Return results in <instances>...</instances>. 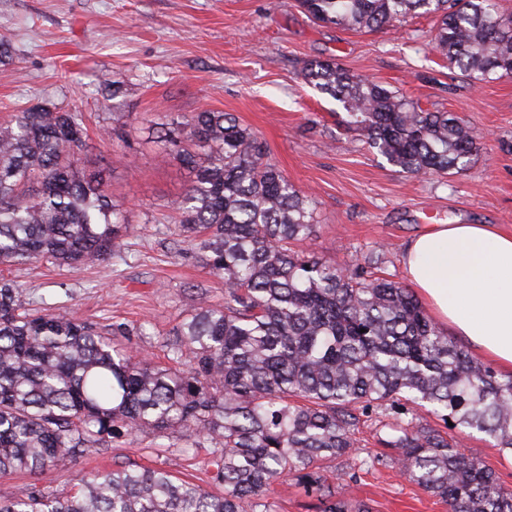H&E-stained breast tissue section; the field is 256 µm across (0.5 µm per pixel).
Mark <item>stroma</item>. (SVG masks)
<instances>
[{
	"label": "stroma",
	"mask_w": 512,
	"mask_h": 512,
	"mask_svg": "<svg viewBox=\"0 0 512 512\" xmlns=\"http://www.w3.org/2000/svg\"><path fill=\"white\" fill-rule=\"evenodd\" d=\"M435 21L416 14L360 33L312 22L296 0H0V35L13 51L0 79V122L44 103L84 113L82 163L105 171L131 224L123 258L79 271L32 262L5 276L34 307H61L106 331L122 326L121 344L167 365L174 327L200 302L223 304L224 283L173 234L190 174L155 141L163 112H229L257 132L284 175L317 200L316 228L301 248L324 261L354 265L380 249L381 275L402 282L405 246L429 225L512 233V79L478 82L449 67L428 45ZM312 59L335 60L422 108L457 113L482 132V150L459 174L399 172L338 126L340 103L304 80ZM112 79L123 84L113 99L102 94ZM462 447L512 487L511 454L477 433ZM208 461L189 435L138 431L38 476L0 474V498L61 495L85 474L128 466L162 467L223 494ZM350 494L372 512H448L395 468L358 472Z\"/></svg>",
	"instance_id": "stroma-1"
}]
</instances>
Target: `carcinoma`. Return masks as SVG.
I'll return each mask as SVG.
<instances>
[{
	"label": "carcinoma",
	"instance_id": "carcinoma-1",
	"mask_svg": "<svg viewBox=\"0 0 512 512\" xmlns=\"http://www.w3.org/2000/svg\"><path fill=\"white\" fill-rule=\"evenodd\" d=\"M298 4L315 22L355 31L433 14L432 49L450 65L481 81L512 78V17L498 0ZM303 76L403 173L459 174L483 148L458 115L425 110L333 60L308 61ZM176 125L160 140L192 174L176 235L224 281V305L184 317L171 365L160 366L66 311L32 308L1 277L0 474L38 475L137 430L185 432L212 449L224 494L161 467L122 468L84 477L65 496L0 499V512H270L284 477L321 512H371L329 483L322 463L351 457L355 427L377 416L385 451L358 469L396 466L449 512H512V489L448 439L475 431L512 451V376L443 334L406 285L375 276L383 254L350 268L295 250L313 233L316 201L250 128L208 109ZM86 147L80 112L34 106L0 123V265L79 270L122 257L130 224L101 175L80 167Z\"/></svg>",
	"mask_w": 512,
	"mask_h": 512
}]
</instances>
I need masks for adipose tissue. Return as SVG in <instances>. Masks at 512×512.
I'll return each instance as SVG.
<instances>
[{
    "instance_id": "adipose-tissue-1",
    "label": "adipose tissue",
    "mask_w": 512,
    "mask_h": 512,
    "mask_svg": "<svg viewBox=\"0 0 512 512\" xmlns=\"http://www.w3.org/2000/svg\"><path fill=\"white\" fill-rule=\"evenodd\" d=\"M403 260L436 322L512 371V235L489 224H435L407 243Z\"/></svg>"
}]
</instances>
